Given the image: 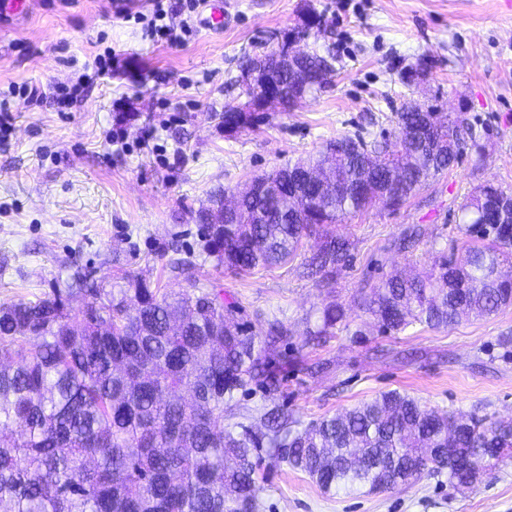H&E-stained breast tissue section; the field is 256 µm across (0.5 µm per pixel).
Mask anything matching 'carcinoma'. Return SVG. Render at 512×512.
Here are the masks:
<instances>
[{"label": "carcinoma", "mask_w": 512, "mask_h": 512, "mask_svg": "<svg viewBox=\"0 0 512 512\" xmlns=\"http://www.w3.org/2000/svg\"><path fill=\"white\" fill-rule=\"evenodd\" d=\"M318 88L334 72V57L309 54ZM252 112L224 106L222 121L246 128ZM396 149L361 135L345 136L360 155H377L367 169L359 155L322 153L331 183L299 194L283 212L265 194L238 198L226 216L212 192L195 212L204 251L234 272L269 269L294 260L304 240L318 251L304 263L327 284L350 264L336 225L365 211L377 195L394 209L464 152L480 150L469 122L436 112L397 113ZM494 190L482 189L461 207L462 245L436 255L424 278L395 272L360 291L359 305L382 335L413 325L440 329L464 315L483 317L512 306V218L495 223ZM83 293L74 311L68 297ZM350 331L342 304L332 300L306 323L302 347L324 345ZM352 332V331H350ZM354 336L363 335L357 329ZM291 330L276 317L252 323L224 293L194 279L170 294L138 277L124 288H96L78 279L36 301L0 305V512H258L265 459L285 462L322 491L365 487L385 492L429 473L463 481L451 463L465 449L469 468L485 469L512 448V421L456 417L428 410L390 390L323 416L302 430L272 407L224 428V406L237 394L281 386L279 348Z\"/></svg>", "instance_id": "obj_1"}]
</instances>
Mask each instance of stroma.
Instances as JSON below:
<instances>
[{"instance_id": "1", "label": "stroma", "mask_w": 512, "mask_h": 512, "mask_svg": "<svg viewBox=\"0 0 512 512\" xmlns=\"http://www.w3.org/2000/svg\"><path fill=\"white\" fill-rule=\"evenodd\" d=\"M10 2L0 0V92L37 83L46 95L33 105L11 99L13 130L0 144V304L49 296L77 274L107 286L127 272L178 292L188 283L169 262L184 258L245 317L275 316L294 332L281 348L280 392L237 396L225 428L237 412L272 403L303 427L393 389L428 408L512 417V307L445 329L374 331L363 343L342 331L305 349L300 335L303 318L330 300L361 326L365 283L397 267L428 270L457 239L467 197L488 182L512 188V0H224L223 26L200 12L180 45L142 40L134 22L114 18L111 0H26L14 12ZM312 14L321 26L303 46L334 56L331 83L291 111L268 110L255 126L225 134L221 113L242 100L243 60L305 32ZM109 47L121 52L111 75L59 104L55 86ZM410 102L463 111L482 149L399 209L376 204L337 225L352 261L335 282L302 274L314 239L280 268H214L191 217L212 191L316 157L347 135L395 140L396 114ZM413 226L422 236L395 249ZM266 473L260 512H512V454L472 490L426 475L378 494H326L287 464L270 463Z\"/></svg>"}]
</instances>
